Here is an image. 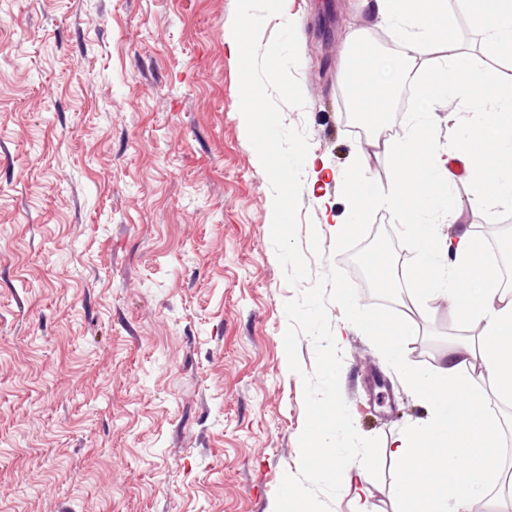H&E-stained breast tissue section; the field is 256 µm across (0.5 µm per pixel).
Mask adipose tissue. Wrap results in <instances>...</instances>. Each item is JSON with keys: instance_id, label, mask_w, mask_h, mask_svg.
Wrapping results in <instances>:
<instances>
[{"instance_id": "ef3b65f1", "label": "adipose tissue", "mask_w": 512, "mask_h": 512, "mask_svg": "<svg viewBox=\"0 0 512 512\" xmlns=\"http://www.w3.org/2000/svg\"><path fill=\"white\" fill-rule=\"evenodd\" d=\"M363 4L386 26L394 48L382 58L364 51L367 29L348 35L354 53L347 67L358 75L353 108L369 121L373 146L390 157L399 178L382 187L366 176V158L357 157L355 175L336 178L345 188L352 221L335 230L340 237L351 233L354 220L368 208L388 211L419 259L410 274L409 298L447 296L461 321L477 329L476 335L449 345L426 372L407 362L414 323L392 324L374 316L365 322L428 413L425 422L393 444L391 455L404 483L402 500L409 512H474L486 499L498 465L488 450L496 445L501 423L489 417L488 409L498 400L512 403V288L488 271L475 232L460 226L463 206L452 187L465 177L471 186L468 205L487 215L512 207V0H463L480 33L478 43L431 60L427 49L459 27L448 0ZM382 63L390 78L381 90L367 74ZM408 83L420 103L403 134L387 136L384 116L397 90ZM451 98L460 104L448 115L456 137L441 149L433 117L437 106ZM446 223L456 230L442 240L435 227ZM338 430V406L315 408L303 444L307 453L333 459L329 480L351 484L357 475L336 444Z\"/></svg>"}]
</instances>
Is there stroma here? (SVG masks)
Returning a JSON list of instances; mask_svg holds the SVG:
<instances>
[{
	"mask_svg": "<svg viewBox=\"0 0 512 512\" xmlns=\"http://www.w3.org/2000/svg\"><path fill=\"white\" fill-rule=\"evenodd\" d=\"M236 0H0V512H274L297 473L302 373L283 335L288 285L269 224L273 192L238 113L224 44ZM293 21L305 106H282L309 153L338 173L355 156L398 178L349 112L346 35L392 44L360 0H288L261 44ZM332 178L304 181L299 240L311 278L346 268L374 294L335 224ZM410 365L431 368L474 335L446 298L407 309ZM341 328L342 394L358 433L379 437L383 477L343 486L331 512H401L391 447L426 411L373 343Z\"/></svg>",
	"mask_w": 512,
	"mask_h": 512,
	"instance_id": "1",
	"label": "stroma"
}]
</instances>
